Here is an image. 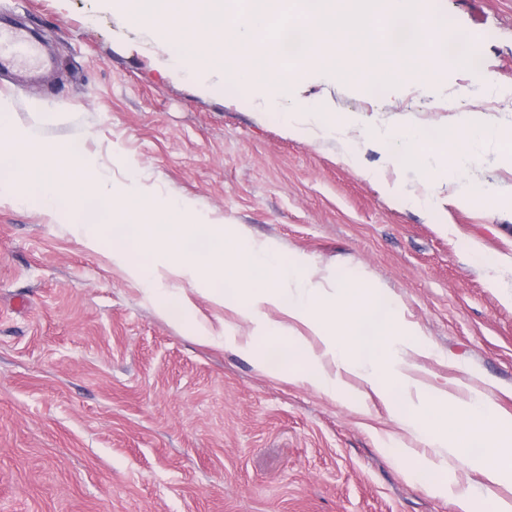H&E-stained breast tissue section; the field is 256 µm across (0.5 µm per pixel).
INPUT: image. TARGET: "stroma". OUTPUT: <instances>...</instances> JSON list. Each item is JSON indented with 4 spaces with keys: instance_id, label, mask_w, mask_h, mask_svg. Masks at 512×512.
Wrapping results in <instances>:
<instances>
[{
    "instance_id": "1",
    "label": "stroma",
    "mask_w": 512,
    "mask_h": 512,
    "mask_svg": "<svg viewBox=\"0 0 512 512\" xmlns=\"http://www.w3.org/2000/svg\"><path fill=\"white\" fill-rule=\"evenodd\" d=\"M429 15L481 57L418 81L372 87L307 70L277 92L171 71L175 46L109 0H0V21L32 32L53 67L0 70V97L48 145H70L111 175L184 198L240 225L283 258L299 257L327 294L375 287L419 329L418 374L434 388H471L512 414V166L496 132L512 126V0H427ZM498 100L482 112L479 96ZM315 98L359 120L336 140L289 135L281 113ZM482 112L477 160L436 190L426 211L419 170L400 142L386 163L371 142L396 123L439 133ZM398 182L390 197L381 186ZM485 194L458 206L456 193ZM191 303L161 313L145 286L89 248L63 214L0 198V512H489L482 478L449 458L445 491L423 472L433 426H403L394 405L353 375L330 395L256 367V325L227 293L168 275ZM207 325L209 342L197 332Z\"/></svg>"
}]
</instances>
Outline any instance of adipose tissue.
Listing matches in <instances>:
<instances>
[{"label":"adipose tissue","instance_id":"ef3b65f1","mask_svg":"<svg viewBox=\"0 0 512 512\" xmlns=\"http://www.w3.org/2000/svg\"><path fill=\"white\" fill-rule=\"evenodd\" d=\"M283 119L292 135L314 130L323 137L340 138L353 124L345 115L325 116L321 104L315 101L302 103L297 111L285 113ZM486 133L483 122L475 117L462 121L436 138L416 127L401 125L395 129L396 137L414 164L441 184L450 182L455 172L469 161L474 147Z\"/></svg>","mask_w":512,"mask_h":512}]
</instances>
